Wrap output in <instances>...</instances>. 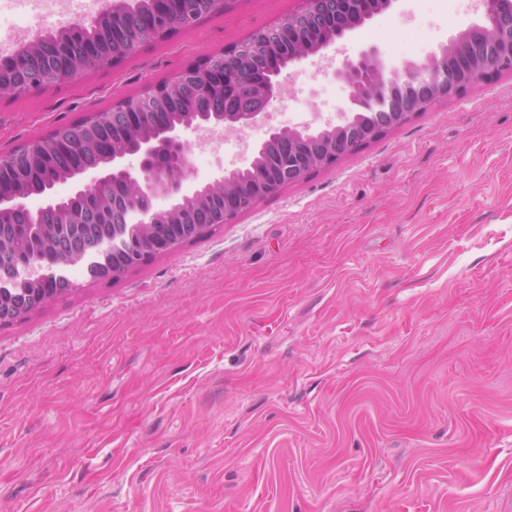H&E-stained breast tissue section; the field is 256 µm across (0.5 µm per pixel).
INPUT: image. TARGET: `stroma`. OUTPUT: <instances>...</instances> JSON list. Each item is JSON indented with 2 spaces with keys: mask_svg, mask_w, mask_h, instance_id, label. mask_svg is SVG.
<instances>
[{
  "mask_svg": "<svg viewBox=\"0 0 512 512\" xmlns=\"http://www.w3.org/2000/svg\"><path fill=\"white\" fill-rule=\"evenodd\" d=\"M297 0L0 93V153L173 78ZM395 0L344 40L421 62L475 22ZM282 74L303 111L335 79ZM0 325V512H512V73L117 280Z\"/></svg>",
  "mask_w": 512,
  "mask_h": 512,
  "instance_id": "35a3bbf8",
  "label": "stroma"
}]
</instances>
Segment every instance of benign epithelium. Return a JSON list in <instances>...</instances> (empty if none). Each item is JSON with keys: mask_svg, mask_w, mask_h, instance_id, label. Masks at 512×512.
Returning <instances> with one entry per match:
<instances>
[{"mask_svg": "<svg viewBox=\"0 0 512 512\" xmlns=\"http://www.w3.org/2000/svg\"><path fill=\"white\" fill-rule=\"evenodd\" d=\"M396 0H298L288 16L258 29L261 35H276L279 40L241 44L236 48L205 58L175 76L168 85L149 83L134 99H123V108L96 112L97 122L112 121L125 126L128 110L151 114L154 128L143 133L131 146H114L107 165L93 163L75 175L53 177L43 193L44 202L30 208V195L20 189L10 195L0 191V224L17 215L24 218V228L33 244V252L5 260L9 271L0 273V324H9L26 315L7 301L8 291L32 287L40 295L58 281L68 278L56 270L66 267L40 253L44 244L54 243L56 251L70 254L65 237L78 219L71 213L54 224H46L41 214L59 210L72 196L94 198L107 182L133 188L112 200L121 206L125 220L112 224V268L89 264L90 274L116 279L117 261L134 264L140 254L151 251L168 253L178 249L182 237L210 224H224L251 208L257 201L274 196L287 185L302 180L311 170L326 167L354 154L363 145L381 137L437 101L459 96L491 75L512 73V0H477L474 23L440 47L421 63L387 67L375 48L369 47L345 57L332 71L348 90L351 109L338 113L335 121L324 120L320 113L288 129L272 128L268 137L252 147V183L231 188V177L240 168L223 169L218 176L183 190V180L191 167V151L181 130H223L241 133L264 124L269 109L282 97L279 77L284 70L317 56L329 60L328 51H339L346 35L361 28L374 16L389 9ZM152 0H112V3L88 22L68 23L57 31L33 41L48 57L59 64L53 71L52 85L71 81L77 74L117 64L121 54L112 49L113 25L126 16L147 30L160 22L146 21L144 11ZM23 46L12 54L0 55V92L17 94L14 71L26 56ZM255 79L262 86L256 97L224 105V93L240 92L244 81ZM210 88V111L192 112L179 126L169 127L162 113L155 111L154 100L166 90L178 101L194 96L199 86ZM129 155L139 158V167L124 164ZM72 181L69 195L58 197L57 184ZM170 200L169 207L155 208L157 198Z\"/></svg>", "mask_w": 512, "mask_h": 512, "instance_id": "1", "label": "benign epithelium"}]
</instances>
